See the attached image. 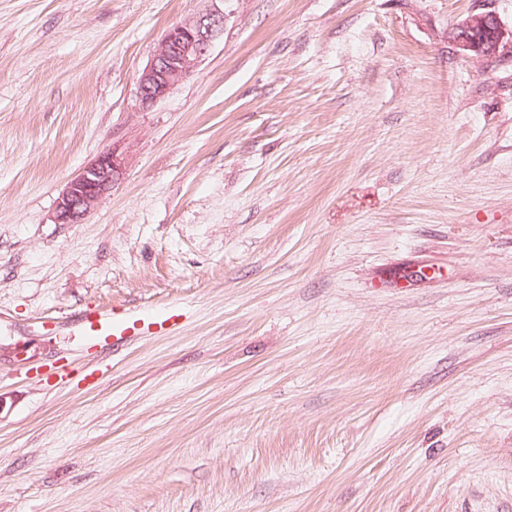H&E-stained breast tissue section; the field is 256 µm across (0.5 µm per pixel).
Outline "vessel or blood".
Masks as SVG:
<instances>
[{
  "mask_svg": "<svg viewBox=\"0 0 512 512\" xmlns=\"http://www.w3.org/2000/svg\"><path fill=\"white\" fill-rule=\"evenodd\" d=\"M185 315L183 306L165 304L158 309L141 312L127 308L108 312H84V332L91 344L113 342L119 345L130 337L175 330Z\"/></svg>",
  "mask_w": 512,
  "mask_h": 512,
  "instance_id": "b4317fda",
  "label": "vessel or blood"
}]
</instances>
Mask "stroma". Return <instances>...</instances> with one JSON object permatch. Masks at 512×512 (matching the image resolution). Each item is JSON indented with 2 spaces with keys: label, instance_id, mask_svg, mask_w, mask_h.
Instances as JSON below:
<instances>
[{
  "label": "stroma",
  "instance_id": "obj_1",
  "mask_svg": "<svg viewBox=\"0 0 512 512\" xmlns=\"http://www.w3.org/2000/svg\"><path fill=\"white\" fill-rule=\"evenodd\" d=\"M477 9L512 27V0H0V512H512V48H457ZM115 303L189 311L105 356L79 317ZM224 28V15L209 12L168 29L138 80V99L148 108L166 97L208 55ZM127 152L119 146H112L69 181L58 198L54 223L75 224L84 220L123 176Z\"/></svg>",
  "mask_w": 512,
  "mask_h": 512
}]
</instances>
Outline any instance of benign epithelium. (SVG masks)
I'll return each mask as SVG.
<instances>
[{"mask_svg":"<svg viewBox=\"0 0 512 512\" xmlns=\"http://www.w3.org/2000/svg\"><path fill=\"white\" fill-rule=\"evenodd\" d=\"M223 28L224 14L219 12L205 13L169 28L139 77V104L148 108L182 84L208 55ZM455 41L465 52L491 58L504 44H512V30H507L495 13L479 11L458 25ZM126 165L127 151L119 146L104 150L67 183L57 201L54 223L84 220L121 179Z\"/></svg>","mask_w":512,"mask_h":512,"instance_id":"benign-epithelium-1","label":"benign epithelium"}]
</instances>
